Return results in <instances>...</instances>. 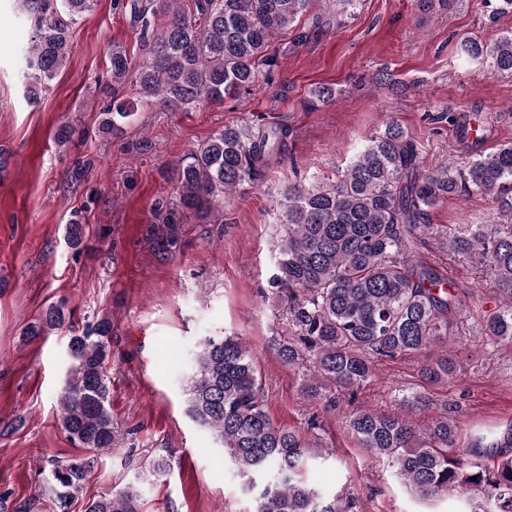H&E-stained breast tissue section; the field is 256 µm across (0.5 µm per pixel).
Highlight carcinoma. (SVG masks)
<instances>
[{
    "mask_svg": "<svg viewBox=\"0 0 512 512\" xmlns=\"http://www.w3.org/2000/svg\"><path fill=\"white\" fill-rule=\"evenodd\" d=\"M33 37L18 64L29 103L36 104L66 63L69 31L96 0H18ZM315 0H117L129 10L146 64L136 71L140 102L189 112L204 104L248 93L269 78L279 40ZM358 0H324L336 17L354 15ZM462 52L496 72L512 73V35L492 46L467 41ZM111 97L101 131L123 132L137 112L121 98L130 72L126 50L109 55ZM330 85L314 87L310 107L334 101ZM288 132L250 124L226 126L178 167L181 204L206 217L224 194L256 178V164L280 153ZM479 191L492 197L489 224L448 228V247L486 264L501 297L476 324L486 346L512 342V142L479 152L462 168L420 173L419 149L391 120L371 137L331 186L290 184L279 206L285 232L279 242L272 285L287 292L294 337L278 347L290 366L309 363L303 396L324 398L330 385L352 390L373 372V360L432 351L457 343L452 315L458 295L446 277L423 261L418 245L441 234L426 223L429 209L445 198ZM82 218L68 222L66 240L78 251ZM68 328L69 363L58 400V423L81 454L53 459L38 471L55 507L68 508L92 476L98 458L118 442L112 420V315L78 325L63 302L51 304L26 325L32 343ZM454 358L438 356L422 368L429 383L450 380ZM188 417L207 430L246 490L256 493L257 512H352L353 502L323 492L304 479L305 458L324 457L318 439L274 424L260 399V384L247 348L234 336H211L194 355L186 378ZM348 428L370 454L394 468L421 497L470 496L469 512H512V425L466 434L445 415L421 430L408 417L359 409ZM477 480H472V477ZM85 512H139L134 486L88 501Z\"/></svg>",
    "mask_w": 512,
    "mask_h": 512,
    "instance_id": "obj_1",
    "label": "carcinoma"
}]
</instances>
